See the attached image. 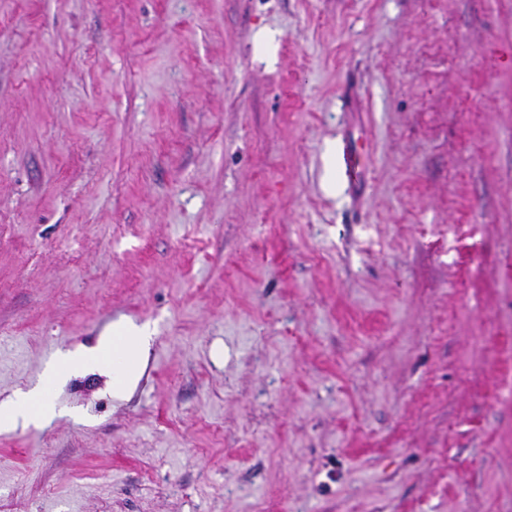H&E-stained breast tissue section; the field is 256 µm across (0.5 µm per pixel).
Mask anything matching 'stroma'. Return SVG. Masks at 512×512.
<instances>
[{
  "mask_svg": "<svg viewBox=\"0 0 512 512\" xmlns=\"http://www.w3.org/2000/svg\"><path fill=\"white\" fill-rule=\"evenodd\" d=\"M125 320L0 512H512V0H0V404Z\"/></svg>",
  "mask_w": 512,
  "mask_h": 512,
  "instance_id": "obj_1",
  "label": "stroma"
}]
</instances>
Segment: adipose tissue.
<instances>
[{"label": "adipose tissue", "instance_id": "ef3b65f1", "mask_svg": "<svg viewBox=\"0 0 512 512\" xmlns=\"http://www.w3.org/2000/svg\"><path fill=\"white\" fill-rule=\"evenodd\" d=\"M150 341L146 327L123 324L114 326L111 339L98 348L80 355H61L48 368L42 387L20 395L11 406L0 409V425L20 420L42 423L52 419L56 414V406L50 397L52 387L65 374L90 364L111 366L113 386L120 391L130 389L138 380L140 360L147 353Z\"/></svg>", "mask_w": 512, "mask_h": 512}]
</instances>
